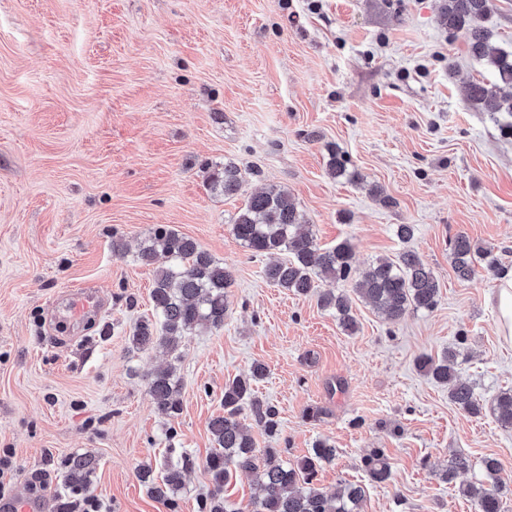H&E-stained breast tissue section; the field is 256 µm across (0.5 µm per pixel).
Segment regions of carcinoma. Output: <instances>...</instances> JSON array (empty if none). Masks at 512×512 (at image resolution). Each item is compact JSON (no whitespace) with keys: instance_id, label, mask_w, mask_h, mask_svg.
Masks as SVG:
<instances>
[{"instance_id":"cac0c4a2","label":"carcinoma","mask_w":512,"mask_h":512,"mask_svg":"<svg viewBox=\"0 0 512 512\" xmlns=\"http://www.w3.org/2000/svg\"><path fill=\"white\" fill-rule=\"evenodd\" d=\"M491 12V0H443L439 19L450 30L465 28L469 32V51L477 60L487 61L494 69L491 83L473 82L466 89V101L484 112H512V51L492 44L491 33L483 21ZM244 182L242 169L233 161L212 174L211 185L226 196L237 194ZM304 214L288 191L270 186L253 194L232 223V233L252 255L268 258L263 267L267 282L299 296L314 291L315 280L322 277L348 282L352 291L369 302L387 319L396 321L409 310H433L438 303L440 287L433 271L413 251L401 253L397 260L379 259L364 270L353 264L350 244L343 242L324 248L314 232L304 229ZM452 267L456 277L469 280L476 264L485 262L487 271L497 270V260L487 248L459 234L450 241ZM137 258L153 265L161 259L168 265L156 268L151 299L156 321H144L132 336L142 348H161L176 352L182 339L196 331L224 326L226 290L233 283L232 272L217 262L197 243L166 227H157L142 239ZM320 305L332 309L341 327L348 333L356 330L352 300L348 293L323 291ZM420 368L433 380L450 386L449 397L466 412L477 415L483 406L468 382L456 377L457 354L449 350L436 360L429 355L418 359ZM267 374L265 364L256 361L249 375L236 377L224 385V414L210 422L214 451L207 457L212 489L200 501L199 512H227L224 485L236 471L254 473L263 496L253 502V512H361L365 488L345 483L327 494L316 483L318 467L336 457V448L326 440L295 463L282 459L281 449L265 448L256 454L255 442L239 420L244 406L249 405L256 422L266 435L278 432L279 422L274 407L255 396L254 383ZM149 394L156 411L173 417L181 410V392L169 369L156 371L149 382ZM493 412L505 428L512 427V390L498 394ZM92 461L76 457L70 467V479L77 482L90 471ZM362 466L374 482L390 477V466L384 449L374 448L362 460ZM492 479L490 486L469 484L461 488L463 495L475 505V512H502L501 466L494 457L483 460ZM140 477L151 495L165 503L183 483V470L169 466L161 480L153 476L152 467L143 465Z\"/></svg>"}]
</instances>
